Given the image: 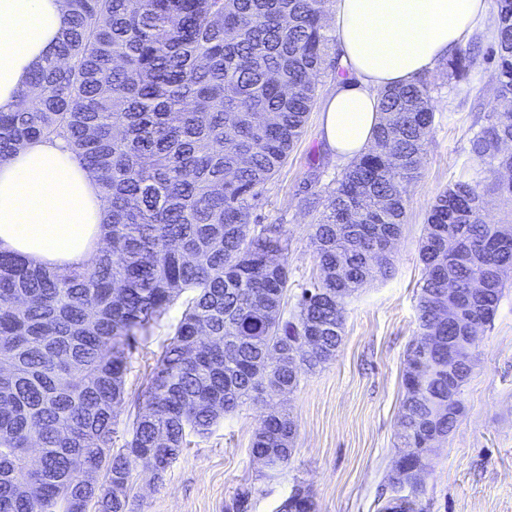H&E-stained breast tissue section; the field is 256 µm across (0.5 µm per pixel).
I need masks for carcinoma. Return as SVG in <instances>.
Listing matches in <instances>:
<instances>
[{"instance_id":"carcinoma-1","label":"carcinoma","mask_w":512,"mask_h":512,"mask_svg":"<svg viewBox=\"0 0 512 512\" xmlns=\"http://www.w3.org/2000/svg\"><path fill=\"white\" fill-rule=\"evenodd\" d=\"M330 0H66L54 60L0 112V162L34 140L60 141L106 201L104 245L51 268L0 250V512H127L134 474L159 480L188 444L265 394L336 357L346 300L373 269L391 268L407 187L434 122L420 75L379 93L375 148L350 162L312 225L319 274L285 313L288 235L250 224L264 185L302 137L315 77L332 41ZM498 88L470 153L512 173V0H497ZM470 60L455 53L450 76ZM476 171L432 204L419 247V340L403 373L399 439L420 448L453 430L448 347L464 326L436 320L446 282L487 288L475 303L492 324L512 266L511 224L484 220ZM181 303L172 334L150 352L129 438L112 452L133 350ZM319 337L305 351L306 336ZM431 374L419 382L416 366ZM423 384L416 393L414 386ZM297 434L270 410L251 443L274 475ZM422 490L385 512H418ZM278 512H314L296 485Z\"/></svg>"}]
</instances>
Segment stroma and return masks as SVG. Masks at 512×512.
<instances>
[{"instance_id": "obj_1", "label": "stroma", "mask_w": 512, "mask_h": 512, "mask_svg": "<svg viewBox=\"0 0 512 512\" xmlns=\"http://www.w3.org/2000/svg\"><path fill=\"white\" fill-rule=\"evenodd\" d=\"M459 49L473 60L466 79L456 81L441 67L432 77L434 123L408 187L392 269L347 301L335 359L303 375L293 392L245 404L207 437H191L163 480L138 471L132 512H228L238 489L250 485L256 492L248 512H276L299 481L309 488L315 512H379L393 497L387 475L400 448L404 360L418 339L423 227L436 196L464 171L479 169L469 139L485 125L496 95L490 23L479 24ZM317 81L320 107L335 86L330 66ZM319 107L251 213L252 223L281 224L288 232L292 298L317 274L310 226L343 167L322 138ZM505 279L493 323L477 337L462 412L419 497L423 512H512V270ZM269 407L285 408L297 427L292 458L271 480L250 452Z\"/></svg>"}]
</instances>
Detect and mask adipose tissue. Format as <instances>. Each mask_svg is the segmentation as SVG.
I'll return each instance as SVG.
<instances>
[{
	"label": "adipose tissue",
	"instance_id": "ef3b65f1",
	"mask_svg": "<svg viewBox=\"0 0 512 512\" xmlns=\"http://www.w3.org/2000/svg\"><path fill=\"white\" fill-rule=\"evenodd\" d=\"M490 0H336L334 35L347 76L322 109L338 158L373 142L380 89L431 74L484 20ZM65 0H0V111L14 108L33 70L52 56ZM105 204L91 175L59 145L32 142L0 162V248L39 264L88 261Z\"/></svg>",
	"mask_w": 512,
	"mask_h": 512
}]
</instances>
